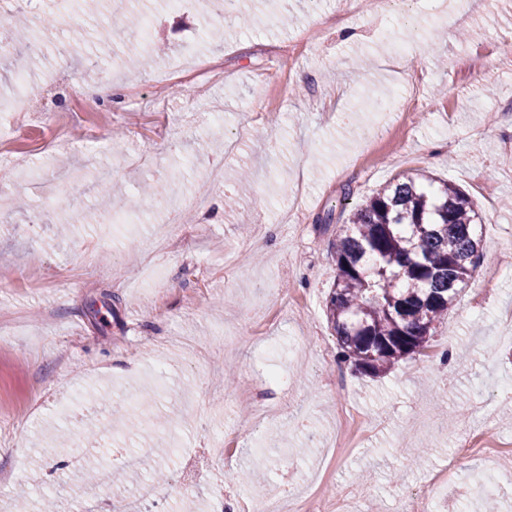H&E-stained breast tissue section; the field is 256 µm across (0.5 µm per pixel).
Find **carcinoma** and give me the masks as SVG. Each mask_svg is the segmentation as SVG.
Returning a JSON list of instances; mask_svg holds the SVG:
<instances>
[{"label": "carcinoma", "instance_id": "1", "mask_svg": "<svg viewBox=\"0 0 512 512\" xmlns=\"http://www.w3.org/2000/svg\"><path fill=\"white\" fill-rule=\"evenodd\" d=\"M0 56L16 66L32 61L15 44ZM424 180L387 183L355 206L336 235L327 315L339 357L365 375L429 356L435 323L483 257L481 218L469 195Z\"/></svg>", "mask_w": 512, "mask_h": 512}]
</instances>
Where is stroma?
<instances>
[{"label":"stroma","mask_w":512,"mask_h":512,"mask_svg":"<svg viewBox=\"0 0 512 512\" xmlns=\"http://www.w3.org/2000/svg\"><path fill=\"white\" fill-rule=\"evenodd\" d=\"M254 25L211 42L203 0H37L35 109L0 145V512L53 491L66 512L132 495L156 441L169 472L138 512H215L329 482L349 512H398L434 490L451 512L478 475L512 512V452L455 458L466 435L512 438V0H424L389 17L351 0H239ZM135 11L149 28H125ZM423 32L421 50L388 41ZM61 74L58 84L40 78ZM111 77L113 92L90 88ZM112 170L92 192L86 155ZM222 165L224 177L209 173ZM473 199L483 259L433 343L448 364L371 378L338 357L326 301L332 244L356 204L397 176ZM161 188L163 209L130 198ZM277 371L274 417L236 393ZM344 397H337V386ZM136 403L137 447L108 435ZM111 478L88 483L84 429ZM236 436L230 457L213 438ZM427 449L420 463L409 451ZM249 471L254 484L229 474Z\"/></svg>","instance_id":"35a3bbf8"}]
</instances>
